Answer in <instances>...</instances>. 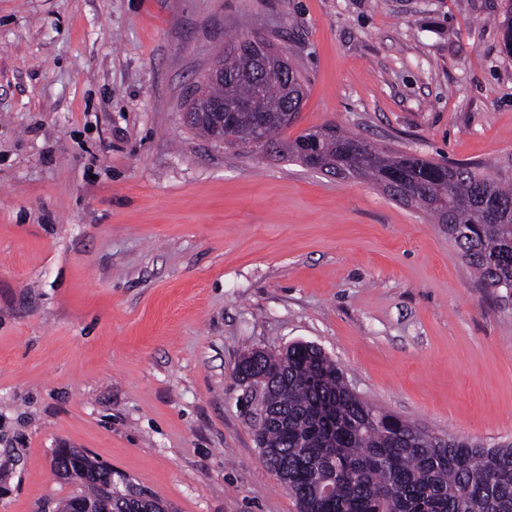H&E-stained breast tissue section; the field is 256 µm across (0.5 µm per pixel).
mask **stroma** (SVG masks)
Listing matches in <instances>:
<instances>
[{
	"label": "stroma",
	"instance_id": "1",
	"mask_svg": "<svg viewBox=\"0 0 512 512\" xmlns=\"http://www.w3.org/2000/svg\"><path fill=\"white\" fill-rule=\"evenodd\" d=\"M508 0H0V512L79 492L56 449L173 512H299L256 443L249 348L306 342L361 400L512 441V302L382 187L182 119L229 35L305 78L285 139L512 177Z\"/></svg>",
	"mask_w": 512,
	"mask_h": 512
}]
</instances>
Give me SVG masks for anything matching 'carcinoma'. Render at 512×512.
<instances>
[{"instance_id":"1","label":"carcinoma","mask_w":512,"mask_h":512,"mask_svg":"<svg viewBox=\"0 0 512 512\" xmlns=\"http://www.w3.org/2000/svg\"><path fill=\"white\" fill-rule=\"evenodd\" d=\"M224 82L207 97L237 113L224 142L246 145L261 129L282 156L307 164L319 154L322 170L390 184L421 185L412 205L448 227V237L483 288L512 290V182L469 165L417 159L377 150L333 126L282 138L300 110L298 68L263 40L237 36L224 44ZM495 207L496 223H482ZM237 375L273 381L277 416L256 428L267 465L301 504V512H512V442L486 447L384 412L354 395L337 365L308 343L276 355L245 353ZM81 495L100 499L112 470L83 455L67 473Z\"/></svg>"}]
</instances>
